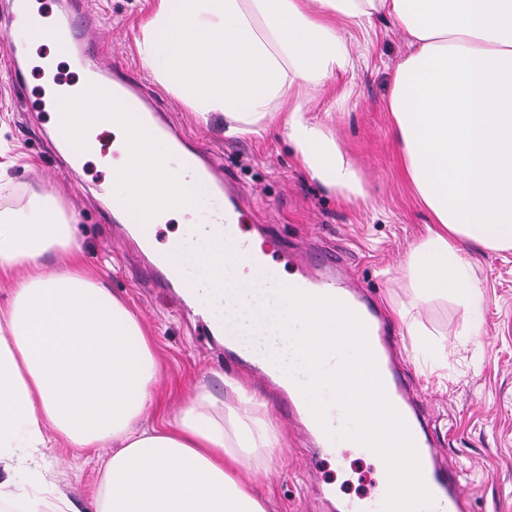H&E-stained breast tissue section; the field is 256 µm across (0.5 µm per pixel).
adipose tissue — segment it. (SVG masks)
I'll return each mask as SVG.
<instances>
[{
    "mask_svg": "<svg viewBox=\"0 0 512 512\" xmlns=\"http://www.w3.org/2000/svg\"><path fill=\"white\" fill-rule=\"evenodd\" d=\"M406 36L386 102L404 176L430 215L403 259L410 284L453 296L480 335L484 291L458 244L512 250V0H151L142 65L201 120L230 134L269 128L348 200L363 180L309 94L355 66L348 28L374 17ZM67 256L46 270L47 255ZM0 500L19 512H76L45 478L47 448L113 447L98 512H267L257 452L282 447L238 381L199 386L155 425L160 366L125 303L86 268L53 195L24 210L0 203Z\"/></svg>",
    "mask_w": 512,
    "mask_h": 512,
    "instance_id": "adipose-tissue-1",
    "label": "adipose tissue"
}]
</instances>
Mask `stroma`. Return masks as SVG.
<instances>
[{"instance_id": "1", "label": "stroma", "mask_w": 512, "mask_h": 512, "mask_svg": "<svg viewBox=\"0 0 512 512\" xmlns=\"http://www.w3.org/2000/svg\"><path fill=\"white\" fill-rule=\"evenodd\" d=\"M46 13L80 8L95 25L89 31L103 55L95 65L124 67L156 95L172 125L194 136L221 171L229 173L252 219L242 234L263 252L282 250L345 252L346 276L370 303L395 319L400 375L428 423L435 447L450 466L460 467L470 512H512V250L467 247L485 288L484 325L470 335L468 317L452 299L417 296L402 267L416 244L427 214L413 200L399 165L385 104L405 36L394 21L373 20L376 37L365 44L353 34L349 47L354 73L340 77L333 91L313 94L310 109L330 113L340 145L360 170L367 197L349 201L323 186L301 167L296 149L276 131L263 137L227 134L224 118L198 120L143 68L135 41L149 11V0H40ZM0 49V143L13 164L0 174V197L25 207L39 194L57 197L87 266L112 294L122 299L153 338L163 378L160 400L175 410L199 381L222 395V377L240 381L266 399V416L285 443L272 459H258L256 490L268 512H336L348 499H373L379 491L375 461L343 451L323 452L282 396L253 368L216 338L197 329V314L171 288H155L143 278L147 264L124 225L113 223L102 199L109 175L93 160L72 167L56 144L52 112L39 111L43 90L37 67L24 88L9 74ZM406 321H397L398 310ZM52 480L79 512H96L98 463L110 454L90 448L75 457L67 448H49Z\"/></svg>"}]
</instances>
